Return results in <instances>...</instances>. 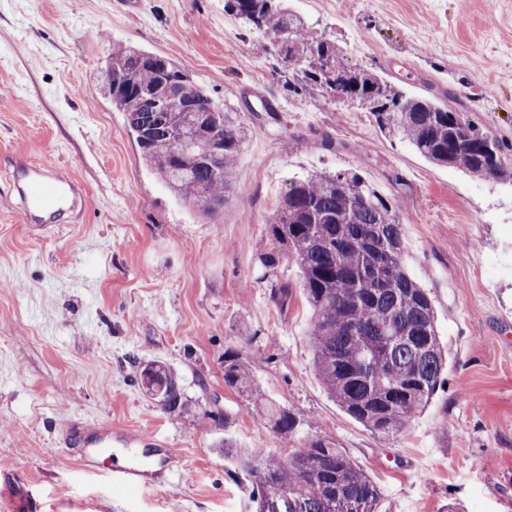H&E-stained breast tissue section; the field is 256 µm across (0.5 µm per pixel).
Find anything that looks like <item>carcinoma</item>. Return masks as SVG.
<instances>
[{
  "label": "carcinoma",
  "instance_id": "obj_1",
  "mask_svg": "<svg viewBox=\"0 0 512 512\" xmlns=\"http://www.w3.org/2000/svg\"><path fill=\"white\" fill-rule=\"evenodd\" d=\"M224 12L299 68L304 82L321 85L340 101L349 93L390 104L370 111L379 130L406 139L430 162L489 179L512 181L499 141L431 98L412 96L381 76L345 62L335 40L315 35L284 0H224ZM108 87L125 112L126 128L143 161L161 183L207 213L230 197L233 172L249 127L169 59L136 48L112 54ZM188 83L197 112L154 109L149 92ZM182 127L187 143L171 137ZM273 247L260 256L269 273L294 260L313 311V364L327 393L354 419L383 436L406 429L441 384L447 355L435 310L424 288L402 264V224L395 207L356 170L315 172L286 183L268 220ZM142 390L169 413L190 410L181 379L160 363L145 365ZM224 384L252 405L255 419L290 440L301 425L291 410L270 400L252 378L247 358L224 352ZM224 455L250 477L255 512H373L378 489L341 449L316 438L286 455L239 448Z\"/></svg>",
  "mask_w": 512,
  "mask_h": 512
}]
</instances>
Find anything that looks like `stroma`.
I'll use <instances>...</instances> for the list:
<instances>
[{"label":"stroma","instance_id":"35a3bbf8","mask_svg":"<svg viewBox=\"0 0 512 512\" xmlns=\"http://www.w3.org/2000/svg\"><path fill=\"white\" fill-rule=\"evenodd\" d=\"M288 5L349 63L491 132L512 167V0ZM128 45L175 62L250 125L237 192L217 212L174 198L143 163L103 82ZM20 155L82 185L76 222L24 223L9 187ZM350 168L395 201L403 264L448 350L431 403L393 437L325 391L296 264L277 271L290 288L282 305L259 261L287 181ZM230 349L298 415V442L326 438L370 477L377 512H512V182L384 135L370 113L303 83L224 0H0V490L35 512H252L249 478L221 442L288 448L225 385ZM150 361L181 377L194 414L139 388ZM74 418L157 438L186 466L170 487L115 489L63 444Z\"/></svg>","mask_w":512,"mask_h":512}]
</instances>
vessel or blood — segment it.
<instances>
[{
    "label": "vessel or blood",
    "instance_id": "vessel-or-blood-1",
    "mask_svg": "<svg viewBox=\"0 0 512 512\" xmlns=\"http://www.w3.org/2000/svg\"><path fill=\"white\" fill-rule=\"evenodd\" d=\"M12 198L30 224H57L84 204L83 189L70 175L37 164L27 157H16L11 165ZM65 440L76 447L79 460L89 471H97L101 461H108L107 476L118 489L149 487L150 467L176 473L183 456L171 448H148L143 440L112 429L78 420L62 429Z\"/></svg>",
    "mask_w": 512,
    "mask_h": 512
}]
</instances>
